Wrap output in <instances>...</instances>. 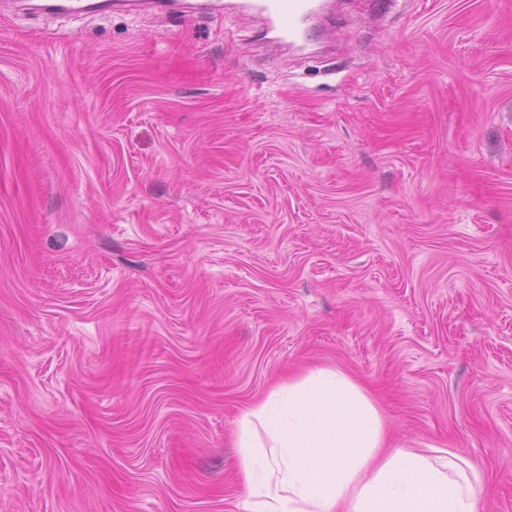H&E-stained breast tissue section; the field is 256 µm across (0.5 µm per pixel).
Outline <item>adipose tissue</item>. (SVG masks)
<instances>
[{
  "label": "adipose tissue",
  "mask_w": 512,
  "mask_h": 512,
  "mask_svg": "<svg viewBox=\"0 0 512 512\" xmlns=\"http://www.w3.org/2000/svg\"><path fill=\"white\" fill-rule=\"evenodd\" d=\"M234 446L245 512H481V470L450 448L390 446L379 404L334 366L242 407Z\"/></svg>",
  "instance_id": "obj_1"
}]
</instances>
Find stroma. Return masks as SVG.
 <instances>
[{
  "label": "stroma",
  "instance_id": "35a3bbf8",
  "mask_svg": "<svg viewBox=\"0 0 512 512\" xmlns=\"http://www.w3.org/2000/svg\"><path fill=\"white\" fill-rule=\"evenodd\" d=\"M0 14V512H242L235 419L334 365L512 512V0ZM241 7L260 14L265 34L273 33L281 45L306 48L312 39L311 22L322 15L326 0H242Z\"/></svg>",
  "mask_w": 512,
  "mask_h": 512
}]
</instances>
